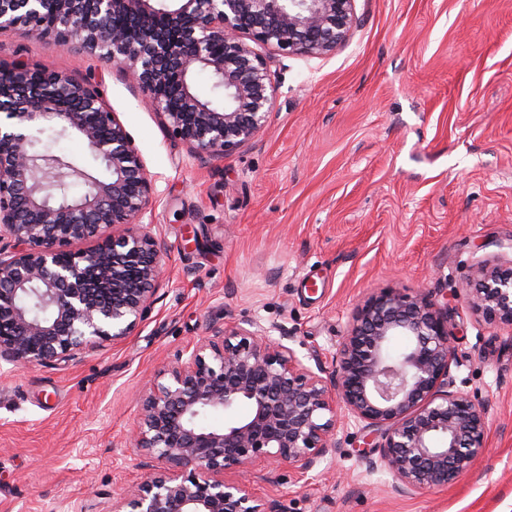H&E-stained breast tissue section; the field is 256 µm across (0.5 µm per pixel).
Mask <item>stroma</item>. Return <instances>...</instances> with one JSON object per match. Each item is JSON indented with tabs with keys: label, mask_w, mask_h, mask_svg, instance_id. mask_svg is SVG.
Listing matches in <instances>:
<instances>
[{
	"label": "stroma",
	"mask_w": 512,
	"mask_h": 512,
	"mask_svg": "<svg viewBox=\"0 0 512 512\" xmlns=\"http://www.w3.org/2000/svg\"><path fill=\"white\" fill-rule=\"evenodd\" d=\"M335 52L275 57L260 134L197 159L116 66L0 33L22 59L96 83L155 184L141 218L167 247L151 314L131 336L60 365L0 369V512H111L157 459L128 448L136 396L212 325L246 317L334 368L357 305L384 289L447 301L457 390L487 407V448L455 482L415 494L343 414L338 449L256 484L277 512H512V327L464 290L484 259H512V0H355ZM42 145L95 177L78 136Z\"/></svg>",
	"instance_id": "stroma-1"
}]
</instances>
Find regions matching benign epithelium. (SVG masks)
<instances>
[{
	"label": "benign epithelium",
	"mask_w": 512,
	"mask_h": 512,
	"mask_svg": "<svg viewBox=\"0 0 512 512\" xmlns=\"http://www.w3.org/2000/svg\"><path fill=\"white\" fill-rule=\"evenodd\" d=\"M354 2L0 0V31L118 66L169 134L214 158L263 130L270 56L335 51L357 24ZM197 70L223 104L194 92ZM0 111L17 120L0 128V363H66L121 342L154 305L164 258L161 240L137 227L155 194L138 149L97 86L24 60L0 63ZM52 120L84 139L104 178L34 150L32 129ZM70 179L88 186L75 200L57 195ZM90 239L96 247L71 249ZM472 282V309L512 326V261L479 262ZM455 336L448 304L384 289L355 308L327 378L319 357L305 365L287 336L251 319L211 327L140 394L128 447L166 467L112 497V512H275L236 474L274 484L255 470L270 460L306 474L338 447L342 409L364 422L397 492L452 483L488 437L486 407L454 389ZM241 403L249 412L238 418ZM217 415L228 420L209 422Z\"/></svg>",
	"instance_id": "obj_1"
}]
</instances>
